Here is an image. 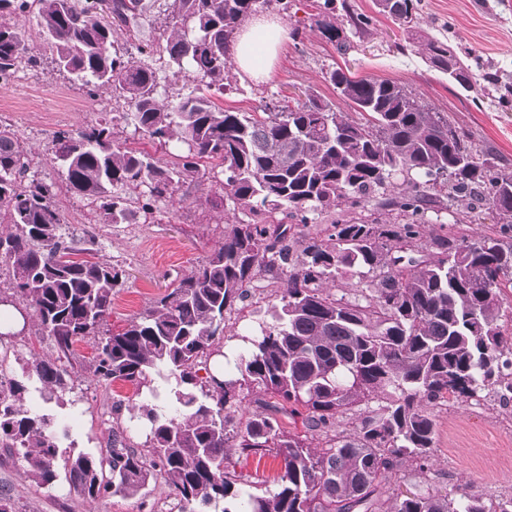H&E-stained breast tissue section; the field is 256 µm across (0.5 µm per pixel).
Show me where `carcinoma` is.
<instances>
[{
  "instance_id": "cac0c4a2",
  "label": "carcinoma",
  "mask_w": 512,
  "mask_h": 512,
  "mask_svg": "<svg viewBox=\"0 0 512 512\" xmlns=\"http://www.w3.org/2000/svg\"><path fill=\"white\" fill-rule=\"evenodd\" d=\"M422 0H376L427 62L464 91L509 103L512 83L496 72L474 80L471 65L442 33L422 25ZM315 26L346 52L374 18L349 15L336 25V0H323ZM164 15L158 40L134 50L115 45L114 28L135 29L153 9ZM282 0H0V83L26 66L31 33L52 51L53 68L91 95L108 90L124 111L49 140L62 188L98 207L107 224H134L139 214L173 199L201 178L203 164L220 168L221 198L248 214L206 260L150 302L118 331L108 327L112 300L126 274L118 264L80 259L63 233L57 190L30 170L24 141L0 123V300L33 311L35 336L49 352L19 370L0 353V451L20 456L39 487L64 481L84 499L136 497L160 479L180 512H512V497L431 487L383 497L382 483L409 460L424 475L436 448L430 406L493 399L512 403V167L473 144L457 122L433 112L407 87L375 78L328 73L355 115L308 96L285 108L272 99L259 112L226 110L224 95L240 26ZM189 78L194 91L169 99L170 78ZM134 127L160 150L176 143L177 161L163 163L116 136ZM462 208L451 224L433 222L437 200ZM346 203L319 232L320 216ZM395 212L384 221L368 204ZM500 226L478 234L484 210ZM67 260L58 262L57 256ZM268 279L271 321L238 335L245 350L235 377L210 371L224 348L227 317ZM366 281L354 300L327 287ZM87 340L95 355L90 381L135 387L134 424L112 428L98 457L67 455L55 416L28 407V381L47 402L65 405L74 387L72 346ZM262 393L246 421L236 412L243 393ZM383 398L376 409L366 405ZM299 415L307 433L285 432L277 414ZM355 432L336 419L355 410ZM146 429L134 441L133 428ZM324 436L317 447L308 433ZM280 459L274 489L258 495L237 470L238 458Z\"/></svg>"
}]
</instances>
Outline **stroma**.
I'll return each instance as SVG.
<instances>
[{"label": "stroma", "instance_id": "stroma-1", "mask_svg": "<svg viewBox=\"0 0 512 512\" xmlns=\"http://www.w3.org/2000/svg\"><path fill=\"white\" fill-rule=\"evenodd\" d=\"M319 0H287L288 9L277 14L287 28H300L301 42L284 44L268 75L260 82L230 75L231 89L220 99L224 108L239 112L257 111L264 98L274 96L294 101L314 92L334 101L337 110L350 106L338 99L327 74L335 68L348 70L358 78L390 79L404 84L423 97L432 111L455 119L482 147L498 151L512 164V110L495 104H475L439 71L424 64L416 43L397 51L401 31L391 19L378 15L374 0H344L336 22L345 25L350 12L375 16L369 35L355 47L340 54L314 28ZM422 17L431 30L451 23L454 43L490 61L512 82V0H423ZM115 101L110 92L88 96L85 91L53 71L21 68L0 86V120L13 125L32 157L31 172L46 183L60 184L61 174L44 149L51 134L59 129L80 130L98 120L111 118ZM216 187L210 178L182 188L173 200L158 204L152 214L135 224H106L92 206L66 192H58L56 204L64 218L68 237L93 242L95 259L120 263L126 270L112 306L109 322L121 329L150 301L173 286L178 278L198 267L209 256L227 229L225 219L207 205L205 199ZM269 289L251 288L247 306L232 314L224 339V350L234 354L242 343L236 332L263 318ZM91 345L74 346V393L71 405L57 409L61 419L74 423L72 453L97 456L105 452L116 421H127L128 412L113 415L116 404H128L134 388L114 381L100 387L86 379L83 367L92 358ZM437 448L429 481L435 491L446 493L465 487L488 497L512 495V466L501 462L496 451L512 448V405L494 402L481 405L434 408ZM0 485L9 486L28 512H144V504L157 512H170L168 489L152 482L145 498L105 497L87 501L64 483L52 488L37 487L23 475L21 461L0 464Z\"/></svg>", "mask_w": 512, "mask_h": 512}]
</instances>
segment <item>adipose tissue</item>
Returning <instances> with one entry per match:
<instances>
[{
	"label": "adipose tissue",
	"mask_w": 512,
	"mask_h": 512,
	"mask_svg": "<svg viewBox=\"0 0 512 512\" xmlns=\"http://www.w3.org/2000/svg\"><path fill=\"white\" fill-rule=\"evenodd\" d=\"M290 33L279 23L257 18L239 31L233 50L236 73L252 80L265 79L281 46L288 42Z\"/></svg>",
	"instance_id": "adipose-tissue-1"
}]
</instances>
